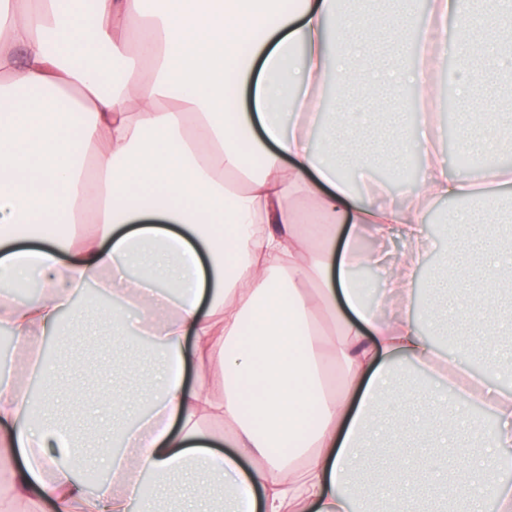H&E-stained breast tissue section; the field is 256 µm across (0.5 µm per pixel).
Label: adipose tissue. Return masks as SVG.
<instances>
[{"label": "adipose tissue", "instance_id": "1", "mask_svg": "<svg viewBox=\"0 0 512 512\" xmlns=\"http://www.w3.org/2000/svg\"><path fill=\"white\" fill-rule=\"evenodd\" d=\"M413 9L383 20L337 15L336 0H157L149 11L142 0H25L22 16L0 18V326L16 340L0 358L10 471L0 512L49 502L56 512H158L160 488L179 512H217L216 480L231 495L227 512H368L354 477L367 419L416 402L399 362L432 368L442 357L441 283L421 277L428 203L470 201L444 222L449 244L480 248L454 266L470 326L512 323L500 301L512 284L499 275L512 249L482 220L512 187V168L492 161L512 124L483 109L512 58V0H430L415 21ZM355 29L363 47L347 38ZM408 33L435 49L426 71L455 58L454 95L473 107L462 144L482 170L449 176L442 130L427 118L395 142L426 167L393 205L345 172L323 105L329 83L358 81L414 84L442 103L438 83L396 60ZM316 224L347 230L338 240L314 234ZM394 237L404 250L389 288L417 313L387 319L356 272L386 263L364 240ZM91 286L109 295L112 328L146 337L165 362L151 399L90 401L132 418L123 451L102 436L93 456L75 427L33 412L29 393L33 383L55 389L39 342L61 335L75 299L80 318L95 319ZM335 374L343 388L332 394ZM474 382L492 421H449L440 479L390 449L394 512L436 497L447 512H480L478 486L512 512L496 485L512 396L492 375ZM224 423L229 433L214 432ZM253 459L262 467L247 468ZM88 464L111 481L88 491ZM183 472L196 479L187 502L171 482Z\"/></svg>", "mask_w": 512, "mask_h": 512}]
</instances>
